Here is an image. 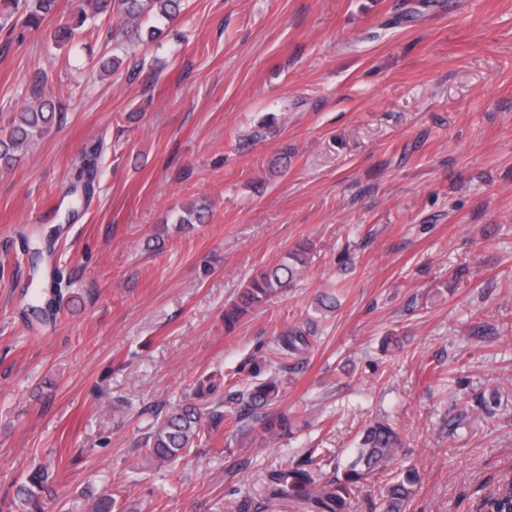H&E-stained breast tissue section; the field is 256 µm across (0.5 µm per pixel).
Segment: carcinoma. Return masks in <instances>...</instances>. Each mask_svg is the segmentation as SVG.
I'll return each instance as SVG.
<instances>
[{"mask_svg":"<svg viewBox=\"0 0 512 512\" xmlns=\"http://www.w3.org/2000/svg\"><path fill=\"white\" fill-rule=\"evenodd\" d=\"M182 0H80L77 26L88 17L107 11L121 20L125 29L137 35L155 38V22L170 19L180 10ZM56 0H0V32L21 22L39 27L51 13ZM34 103L25 104L14 113L4 130L0 131V167L12 168L28 149L45 138L52 128L64 119V113L42 92L33 93ZM98 175V150L81 155L73 171L75 202L87 196ZM208 208L204 204L191 205L171 216L180 227H191L205 222ZM307 247L299 245L285 253L276 263L260 268L241 287L237 301L224 309V328L234 329L253 308L267 302L286 284L300 276L307 264ZM64 294L61 282L54 281L49 297L38 296L30 305L35 315H45L61 305ZM317 336L316 324L306 323L281 331L271 355L281 361L295 359L312 348ZM280 396L277 377L243 392L231 394L232 407L203 412V407L192 401H179L168 407L156 420L148 433L145 446L149 448L147 464L171 466L189 456L206 435L227 423L239 431L259 425L274 436L288 429V416L275 418L268 410ZM399 436L386 422L368 427L355 449L353 457L343 465L340 473L326 480L317 478L310 468L313 458L292 462L284 468L268 473L263 498L258 502L245 501L238 505V512H275L277 504L291 500L302 506L303 512H349L350 499L359 484L394 465L399 455ZM58 474L50 464L39 465L17 483L13 491L0 499V512H43L45 498L53 491ZM421 475L414 466H404L397 476L383 488L382 512H407L408 503L420 483ZM89 512H124V506L110 495H100L88 504ZM482 512H512V478L500 483L496 491L481 503Z\"/></svg>","mask_w":512,"mask_h":512,"instance_id":"carcinoma-1","label":"carcinoma"}]
</instances>
